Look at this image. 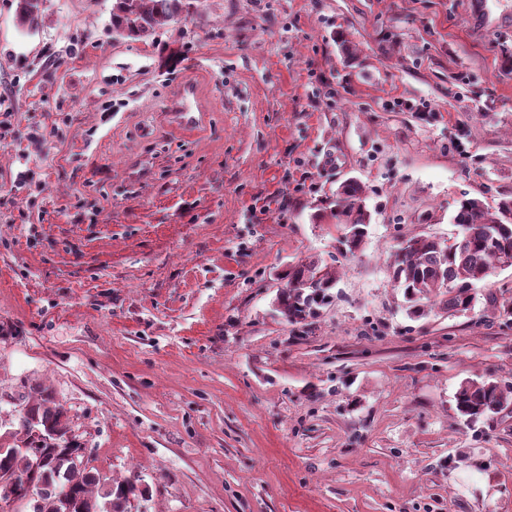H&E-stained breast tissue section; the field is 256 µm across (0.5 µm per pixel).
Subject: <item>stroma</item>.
<instances>
[{
	"label": "stroma",
	"mask_w": 512,
	"mask_h": 512,
	"mask_svg": "<svg viewBox=\"0 0 512 512\" xmlns=\"http://www.w3.org/2000/svg\"><path fill=\"white\" fill-rule=\"evenodd\" d=\"M0 0V416L49 387L130 512H512V269L472 310L410 317L390 256L512 196V24L474 0H198L146 42L112 0ZM194 84L190 132L164 104ZM355 178L344 257L316 223ZM338 273L288 322L277 275ZM334 202L329 213H318L315 219L336 224V230L341 232L337 238L340 250L353 255L364 244L370 221L363 185L354 178L343 181L336 189ZM457 411L470 422L487 420L512 405V384L467 380L455 394Z\"/></svg>",
	"instance_id": "1"
}]
</instances>
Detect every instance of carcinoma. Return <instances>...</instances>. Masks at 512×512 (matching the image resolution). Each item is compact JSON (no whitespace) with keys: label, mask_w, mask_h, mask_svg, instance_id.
I'll use <instances>...</instances> for the list:
<instances>
[{"label":"carcinoma","mask_w":512,"mask_h":512,"mask_svg":"<svg viewBox=\"0 0 512 512\" xmlns=\"http://www.w3.org/2000/svg\"><path fill=\"white\" fill-rule=\"evenodd\" d=\"M191 0H113L112 29L133 41L189 15ZM17 19L39 24L41 0H18ZM336 225L340 250L354 254L364 244L370 214L363 185L354 178L335 192L329 213L315 215ZM459 237L446 242L431 236L405 239L392 254V277L414 317L441 303L453 312L472 309L477 284L497 271L512 268V198L494 210L478 198L459 201L453 216ZM276 295L279 310L291 323L319 315L333 298L337 275L317 261L293 266L283 275ZM19 415L0 424V512H129L136 479L103 480L68 441L69 422L63 407L43 385L18 396ZM457 411L478 422L512 406V384L467 380L455 394Z\"/></svg>","instance_id":"obj_1"}]
</instances>
